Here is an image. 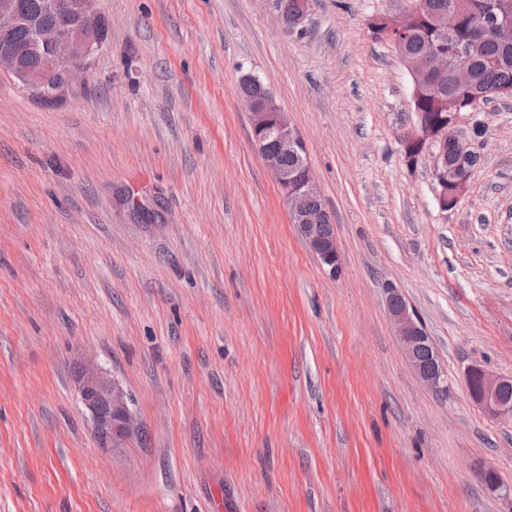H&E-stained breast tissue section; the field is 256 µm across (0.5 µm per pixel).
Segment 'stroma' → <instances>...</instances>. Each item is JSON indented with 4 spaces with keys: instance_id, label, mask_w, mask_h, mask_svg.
<instances>
[{
    "instance_id": "35a3bbf8",
    "label": "stroma",
    "mask_w": 512,
    "mask_h": 512,
    "mask_svg": "<svg viewBox=\"0 0 512 512\" xmlns=\"http://www.w3.org/2000/svg\"><path fill=\"white\" fill-rule=\"evenodd\" d=\"M412 3L313 0L282 28L269 0H97L108 37L63 101L0 72V512H512L478 477L512 487V420L465 378L512 376V99L441 211L398 144L410 76L368 27ZM248 72L307 146L337 276L251 138ZM81 358L132 401L125 447L99 445ZM390 295L389 314L395 323L397 337L406 354V357L420 380L435 392H442L448 388V376L444 370L438 354H433V363L426 367L425 361L430 349L421 347L425 344L426 332L418 315L411 310L401 297L398 290L388 286ZM400 297L399 300H396ZM421 351V358H420Z\"/></svg>"
}]
</instances>
